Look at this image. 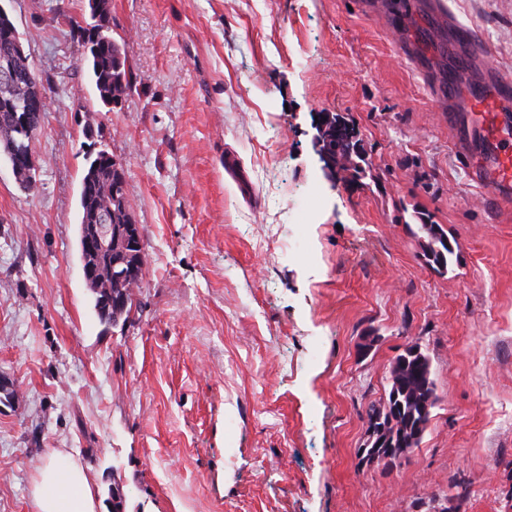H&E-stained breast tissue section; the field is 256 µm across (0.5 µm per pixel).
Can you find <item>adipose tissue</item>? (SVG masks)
<instances>
[{
  "label": "adipose tissue",
  "instance_id": "1",
  "mask_svg": "<svg viewBox=\"0 0 512 512\" xmlns=\"http://www.w3.org/2000/svg\"><path fill=\"white\" fill-rule=\"evenodd\" d=\"M32 504L34 512H98L100 507L84 466L59 454L39 471Z\"/></svg>",
  "mask_w": 512,
  "mask_h": 512
}]
</instances>
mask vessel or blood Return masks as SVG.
Here are the masks:
<instances>
[{
    "label": "vessel or blood",
    "instance_id": "b4317fda",
    "mask_svg": "<svg viewBox=\"0 0 512 512\" xmlns=\"http://www.w3.org/2000/svg\"><path fill=\"white\" fill-rule=\"evenodd\" d=\"M433 96L438 103L466 99L465 114L449 112L451 144L470 180L498 201L512 200V114L499 111L498 100L512 96V73L489 72L485 85L461 89L437 81Z\"/></svg>",
    "mask_w": 512,
    "mask_h": 512
}]
</instances>
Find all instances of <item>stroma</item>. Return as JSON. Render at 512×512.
<instances>
[{"mask_svg":"<svg viewBox=\"0 0 512 512\" xmlns=\"http://www.w3.org/2000/svg\"><path fill=\"white\" fill-rule=\"evenodd\" d=\"M418 2L407 59L381 0H112L134 83L109 109L68 26L88 0H0L49 104L35 188L0 156V512H31L57 451L100 502L121 485L126 512H431L454 482L456 512H512V206L456 161L430 82L472 68ZM441 3L512 71V0ZM335 113L363 182L328 184L312 150ZM101 149L146 254L115 327L79 258ZM420 213L456 239L446 276L407 231ZM414 343L439 396L423 441L362 464L366 410Z\"/></svg>","mask_w":512,"mask_h":512,"instance_id":"35a3bbf8","label":"stroma"}]
</instances>
